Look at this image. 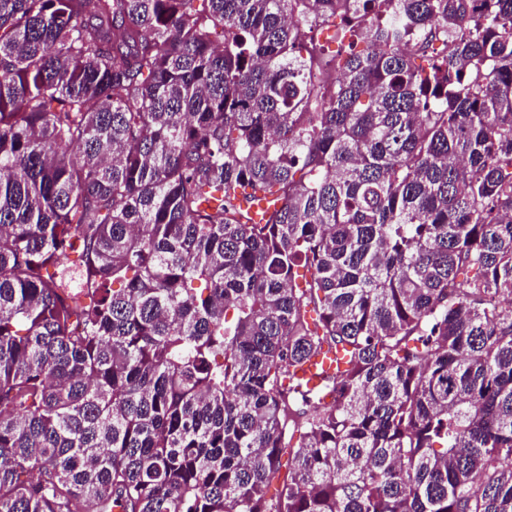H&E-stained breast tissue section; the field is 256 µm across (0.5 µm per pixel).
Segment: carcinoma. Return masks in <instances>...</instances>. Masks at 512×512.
I'll return each mask as SVG.
<instances>
[{
    "label": "carcinoma",
    "instance_id": "cac0c4a2",
    "mask_svg": "<svg viewBox=\"0 0 512 512\" xmlns=\"http://www.w3.org/2000/svg\"><path fill=\"white\" fill-rule=\"evenodd\" d=\"M285 465L277 512H512V0H0V512ZM346 367V357L340 349L323 348L300 366L296 367L291 379L285 385L296 383L297 389L314 390L331 377L339 375Z\"/></svg>",
    "mask_w": 512,
    "mask_h": 512
}]
</instances>
